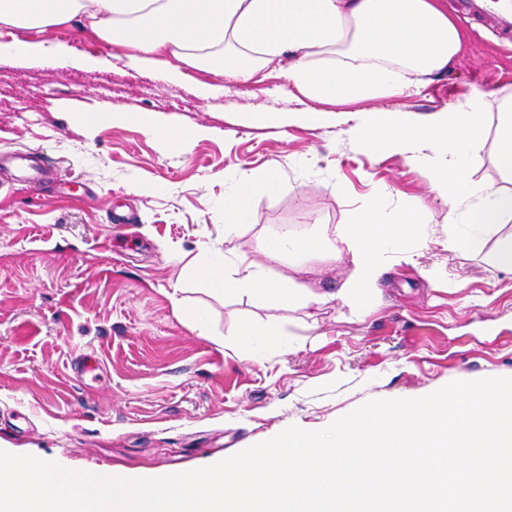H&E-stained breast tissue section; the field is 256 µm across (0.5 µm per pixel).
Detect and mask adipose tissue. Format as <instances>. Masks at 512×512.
Segmentation results:
<instances>
[{
	"mask_svg": "<svg viewBox=\"0 0 512 512\" xmlns=\"http://www.w3.org/2000/svg\"><path fill=\"white\" fill-rule=\"evenodd\" d=\"M71 26L166 75L219 65L243 83L284 79L285 91L316 103L408 93L445 70L463 39L441 0H0V27L11 32L6 50L13 56L54 55V48L31 42V33ZM486 105L475 92L424 116L362 117L350 132L368 153L391 152L429 170L433 189L453 207L449 250L467 247L470 257L512 273V93L497 100L498 186L474 177ZM283 189L276 170L242 175L224 200L225 230L241 223L256 197ZM424 221L411 209L387 215L383 197L375 196L360 201L347 223L262 238L256 256L239 257L232 273L217 263L203 275L216 291L255 295L274 307L315 311L337 301L356 314L378 288L385 255L413 264L411 240ZM316 261L349 263L339 288L311 285ZM274 265L284 275L269 276Z\"/></svg>",
	"mask_w": 512,
	"mask_h": 512,
	"instance_id": "1",
	"label": "adipose tissue"
}]
</instances>
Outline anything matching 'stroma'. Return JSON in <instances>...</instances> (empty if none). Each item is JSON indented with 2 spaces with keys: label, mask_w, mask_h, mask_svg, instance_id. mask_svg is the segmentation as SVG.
<instances>
[{
  "label": "stroma",
  "mask_w": 512,
  "mask_h": 512,
  "mask_svg": "<svg viewBox=\"0 0 512 512\" xmlns=\"http://www.w3.org/2000/svg\"><path fill=\"white\" fill-rule=\"evenodd\" d=\"M448 69L411 92L346 106L290 99L283 81L245 84L223 73L160 78L75 29L37 41L89 62L49 67L0 56V152L51 161L44 182L0 169V449L74 471L160 475L224 460L289 426L317 431L373 399H409L456 380L512 377V274L448 252V202L427 173L351 140L339 111L416 116L488 102L476 179L495 183L497 97L512 91V44L460 16ZM315 121L288 123L292 112ZM115 112L124 122L111 121ZM95 115V128L85 124ZM209 134L164 147L139 121ZM278 167L285 190L257 197L224 231V198L240 174ZM428 222L412 242L416 266H391L366 311L339 303L315 318L261 298L214 292L199 269L253 255L262 237L347 223L362 199ZM137 223L112 232L109 211ZM181 289L183 311L171 295ZM210 337L191 328L198 310ZM281 324L291 348L246 345L243 330ZM91 356L98 378L70 363Z\"/></svg>",
  "instance_id": "1"
}]
</instances>
